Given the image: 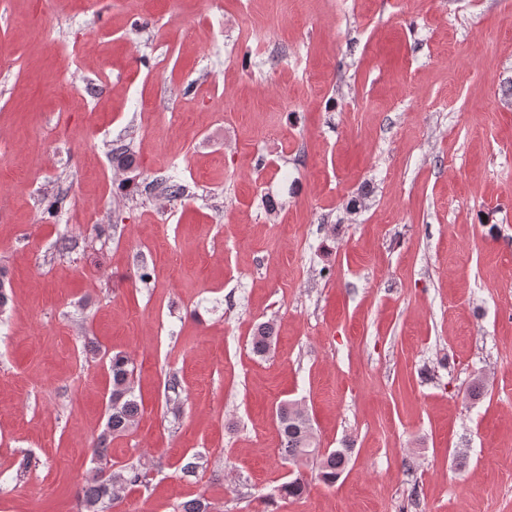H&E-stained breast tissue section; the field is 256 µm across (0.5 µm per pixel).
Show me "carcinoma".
Segmentation results:
<instances>
[{"instance_id":"obj_1","label":"carcinoma","mask_w":512,"mask_h":512,"mask_svg":"<svg viewBox=\"0 0 512 512\" xmlns=\"http://www.w3.org/2000/svg\"><path fill=\"white\" fill-rule=\"evenodd\" d=\"M271 329L262 325L253 336V348L258 353L268 350L271 343ZM110 372L112 375V407L107 421L106 430L99 436L96 453L106 450V445L115 434L123 433L132 428L139 414V404L131 386V378L134 368L131 361L117 353L110 359ZM277 423L281 438L282 452L288 461L293 462L305 454L314 458H321V466L318 473L319 479L332 485L345 470L347 456L343 450L329 452L320 456L316 445L309 441L308 430L296 421L290 410V406L281 405L277 410ZM146 473L136 466H131L123 471L111 474L106 480H92L81 489L82 502L85 512H107L121 501V494L130 486H135L145 480ZM305 481L296 477L282 484L278 492L283 496L298 497L305 491Z\"/></svg>"}]
</instances>
